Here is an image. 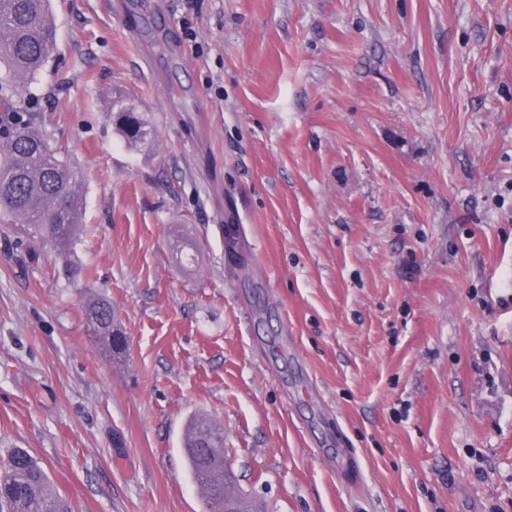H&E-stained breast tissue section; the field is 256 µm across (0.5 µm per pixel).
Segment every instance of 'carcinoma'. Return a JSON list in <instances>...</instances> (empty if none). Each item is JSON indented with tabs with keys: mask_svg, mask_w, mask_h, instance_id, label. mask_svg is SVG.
<instances>
[{
	"mask_svg": "<svg viewBox=\"0 0 512 512\" xmlns=\"http://www.w3.org/2000/svg\"><path fill=\"white\" fill-rule=\"evenodd\" d=\"M56 42L49 0H0V72L19 92L45 66ZM121 137L134 147L152 141L146 114L122 100L112 102ZM71 167L35 127L34 119L16 112L0 122V220L17 224L29 238L43 241L52 252L70 250L79 223L70 202L80 198L78 173L65 181ZM89 335L114 355H124L129 341L118 328L111 302L98 297L85 306ZM193 442H184L188 468L204 499L203 512H222L224 498L237 497L232 471H224V432L199 419ZM47 476L23 449L0 463V512H72L56 496L43 494Z\"/></svg>",
	"mask_w": 512,
	"mask_h": 512,
	"instance_id": "1",
	"label": "carcinoma"
}]
</instances>
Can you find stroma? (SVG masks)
Returning <instances> with one entry per match:
<instances>
[{
    "label": "stroma",
    "mask_w": 512,
    "mask_h": 512,
    "mask_svg": "<svg viewBox=\"0 0 512 512\" xmlns=\"http://www.w3.org/2000/svg\"><path fill=\"white\" fill-rule=\"evenodd\" d=\"M50 8L6 106L78 171L82 224L65 263L0 222V458L73 512H202L204 414L267 512H512V0ZM112 112L119 125L121 137L134 147L147 146L152 141L151 123L145 113L138 112L124 100L112 101ZM85 320L89 335L99 338L113 355H124L129 341L118 328L111 302L98 297L85 306Z\"/></svg>",
    "instance_id": "35a3bbf8"
}]
</instances>
